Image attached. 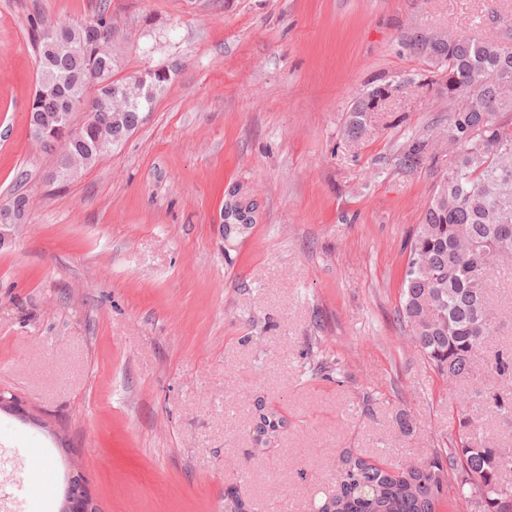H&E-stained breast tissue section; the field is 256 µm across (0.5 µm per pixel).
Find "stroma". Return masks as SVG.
Returning a JSON list of instances; mask_svg holds the SVG:
<instances>
[{"mask_svg":"<svg viewBox=\"0 0 512 512\" xmlns=\"http://www.w3.org/2000/svg\"><path fill=\"white\" fill-rule=\"evenodd\" d=\"M124 22L120 72L164 67L152 112L75 181L33 137L39 17ZM504 17L512 0H496ZM487 0H0V442L51 486L83 478L95 512H314L346 450L416 464L455 436L468 379L439 376L400 319L407 242L433 179L393 164L445 104L407 92L385 129L342 139L360 89L423 70L402 28L500 30ZM240 187L255 222L225 234ZM512 344V276L497 277ZM284 422L257 436L259 409ZM413 430H399L400 418Z\"/></svg>","mask_w":512,"mask_h":512,"instance_id":"obj_1","label":"stroma"}]
</instances>
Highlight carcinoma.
I'll list each match as a JSON object with an SVG mask.
<instances>
[{
	"instance_id": "carcinoma-1",
	"label": "carcinoma",
	"mask_w": 512,
	"mask_h": 512,
	"mask_svg": "<svg viewBox=\"0 0 512 512\" xmlns=\"http://www.w3.org/2000/svg\"><path fill=\"white\" fill-rule=\"evenodd\" d=\"M54 24L52 46L40 38L38 90L30 110L34 136L71 125L85 102L101 103L93 122L82 124L66 143L49 177L73 180L118 146L152 109L168 80L164 68L117 77L119 17L103 7L88 21L64 24L38 20L39 32ZM406 53L427 68L367 88L348 109L345 135L356 141L371 131L372 113L410 85L447 104V124L432 134L409 131L394 156L406 174L434 177L433 190L416 235L410 240L399 316L428 364L446 378L496 379L476 392L458 414L455 443L427 462L402 466L349 450L336 469V494L317 512H450L449 475L463 480L457 495L475 497L477 512H512V448L486 441L475 426L485 412L512 424V351L482 356L499 327L490 300L497 275L512 270V50L498 39L434 34L407 28L399 36ZM460 142L441 169L434 138ZM256 204L234 187L224 200L225 234L242 233L254 221ZM283 424L261 413L257 434Z\"/></svg>"
}]
</instances>
